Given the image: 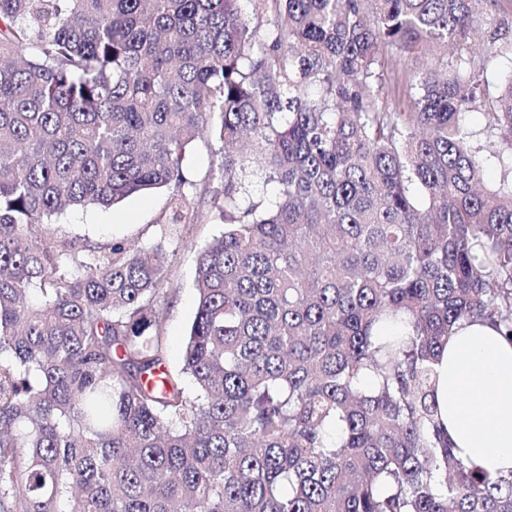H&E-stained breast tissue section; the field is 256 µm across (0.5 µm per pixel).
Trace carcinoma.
<instances>
[{"label": "carcinoma", "mask_w": 512, "mask_h": 512, "mask_svg": "<svg viewBox=\"0 0 512 512\" xmlns=\"http://www.w3.org/2000/svg\"><path fill=\"white\" fill-rule=\"evenodd\" d=\"M479 1L493 24L499 0H0V512H512L434 401L458 322L512 333V182L480 188L459 122L512 150ZM206 130L224 234L172 374L157 309ZM162 187L148 248L52 229ZM464 126L472 134V139L475 144L485 146L488 144L492 137L485 127V121L480 110L474 109L467 112L462 116Z\"/></svg>", "instance_id": "obj_1"}]
</instances>
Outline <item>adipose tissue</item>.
Segmentation results:
<instances>
[{
    "mask_svg": "<svg viewBox=\"0 0 512 512\" xmlns=\"http://www.w3.org/2000/svg\"><path fill=\"white\" fill-rule=\"evenodd\" d=\"M435 372L438 420L457 454L492 476L512 475V339L462 323Z\"/></svg>",
    "mask_w": 512,
    "mask_h": 512,
    "instance_id": "ef3b65f1",
    "label": "adipose tissue"
}]
</instances>
